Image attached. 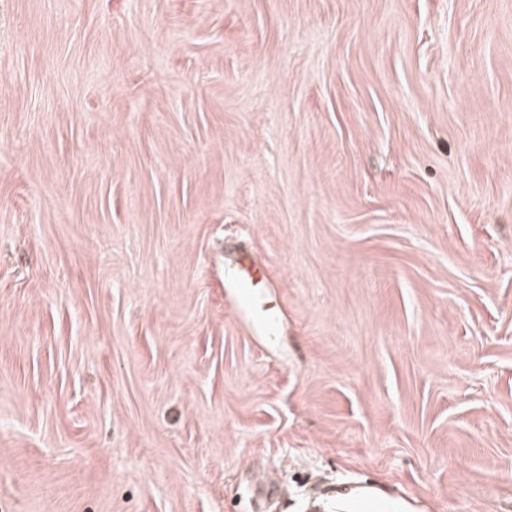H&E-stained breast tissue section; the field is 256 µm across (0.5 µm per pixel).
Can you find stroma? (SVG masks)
Here are the masks:
<instances>
[{"label":"stroma","instance_id":"stroma-1","mask_svg":"<svg viewBox=\"0 0 512 512\" xmlns=\"http://www.w3.org/2000/svg\"><path fill=\"white\" fill-rule=\"evenodd\" d=\"M314 483L512 512V0H0V512ZM261 280V270L253 258L246 255L224 257V284L225 288H230L229 306L252 329L270 334L276 330L278 322L258 295Z\"/></svg>","mask_w":512,"mask_h":512}]
</instances>
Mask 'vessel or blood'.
<instances>
[{"label":"vessel or blood","mask_w":512,"mask_h":512,"mask_svg":"<svg viewBox=\"0 0 512 512\" xmlns=\"http://www.w3.org/2000/svg\"><path fill=\"white\" fill-rule=\"evenodd\" d=\"M261 279V270L253 258L245 255L225 258L224 284L230 290L232 310L252 329L270 334L278 322L258 295Z\"/></svg>","instance_id":"b4317fda"}]
</instances>
